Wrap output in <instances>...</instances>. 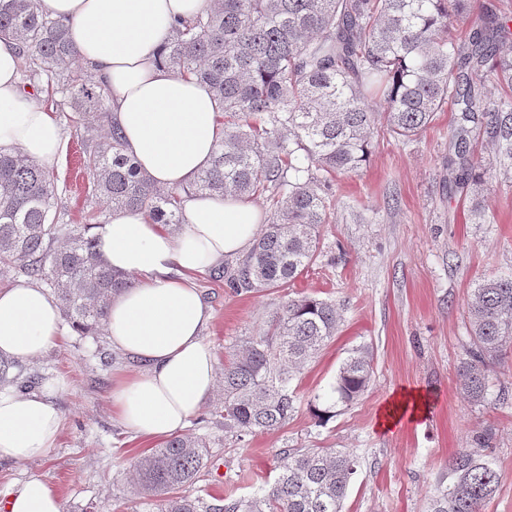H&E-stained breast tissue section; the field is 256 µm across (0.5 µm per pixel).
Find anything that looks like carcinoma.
Returning <instances> with one entry per match:
<instances>
[{
	"label": "carcinoma",
	"mask_w": 512,
	"mask_h": 512,
	"mask_svg": "<svg viewBox=\"0 0 512 512\" xmlns=\"http://www.w3.org/2000/svg\"><path fill=\"white\" fill-rule=\"evenodd\" d=\"M470 0H213L174 27L161 61L194 79L221 104L224 138L211 166L181 192L159 188L126 153L105 85L82 67L68 25L44 15L40 0H0V34L20 46L25 81L43 83L74 112L85 146L91 201L102 208L144 209L157 224H182L185 197L204 192L264 197L270 218L247 254L224 268L237 295L288 289L315 262L320 227L330 217L336 175L367 160L375 121L410 140L436 113L458 107L448 171L479 197L488 181L512 178V25L488 9L468 40L450 32ZM479 82H474L471 75ZM496 148L488 168L467 149L471 128ZM57 176L13 151L0 150V274H22L50 291L64 319L83 336H103L112 299L132 287L103 261L90 224H59ZM469 344L459 368L462 389L485 400L493 367L512 346V276L491 278L466 302ZM335 300L285 295L266 329L235 346L224 361L222 401L214 413L237 441L279 430L297 409L292 382L336 335ZM17 363L0 359V386L28 389ZM369 348L341 363L329 400L348 405L369 387ZM492 434L470 435L448 460L450 480L430 495V512H481L501 474L482 452ZM209 442L174 435L133 463L146 512H342L357 459L336 448H292L278 473L251 496L193 495L205 476Z\"/></svg>",
	"instance_id": "carcinoma-1"
}]
</instances>
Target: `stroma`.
Returning <instances> with one entry per match:
<instances>
[{
	"mask_svg": "<svg viewBox=\"0 0 512 512\" xmlns=\"http://www.w3.org/2000/svg\"><path fill=\"white\" fill-rule=\"evenodd\" d=\"M455 117L445 108L407 143L376 124L367 166L337 176L320 255L296 290L336 299L342 324L297 380L298 409L286 427L236 442L212 416L220 393L206 399L189 431L210 436L216 447L195 494L250 495L273 481L285 449L346 448L359 465L343 512H429V491L447 481L449 457L472 431L488 428L502 482L483 512H512V398L498 396L500 386L512 387V357L496 365L484 403L467 398L458 376L468 347L464 304L470 290L512 275V181L486 185L488 221L473 223L471 200L448 170ZM63 131L56 211L60 222L84 224L88 180L75 165L81 143L71 125ZM199 286L213 311L205 336L219 360L257 334L281 302L273 290L236 295L210 273L200 276ZM360 345L374 353L368 390L319 420L311 399L328 391L342 361ZM98 349L96 337L67 327L56 347L27 363L43 380L61 381L53 397L66 421L48 458L0 462V496L38 475L58 486L63 512H139L131 465L155 443L113 418L112 374L128 360L116 352L103 365ZM403 391L421 394L426 409L394 428H379L386 406Z\"/></svg>",
	"mask_w": 512,
	"mask_h": 512,
	"instance_id": "stroma-1",
	"label": "stroma"
}]
</instances>
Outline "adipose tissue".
Instances as JSON below:
<instances>
[{
  "label": "adipose tissue",
  "mask_w": 512,
  "mask_h": 512,
  "mask_svg": "<svg viewBox=\"0 0 512 512\" xmlns=\"http://www.w3.org/2000/svg\"><path fill=\"white\" fill-rule=\"evenodd\" d=\"M210 0H41V8L69 26L82 60L103 80L126 149L157 186L178 190L213 157L223 135L220 106L196 81L160 63L173 20L188 19ZM19 45L0 37V148L44 168L61 156L60 123L19 83ZM178 232L153 223L143 210L114 211L98 225L105 263L132 275L133 288L113 299L105 326L112 347L138 361V370L112 377V414L134 436L163 439L180 433L214 392L217 362L204 331L212 309L198 274L252 244L263 222L254 204L195 195L184 202ZM63 328L48 291L31 280L0 289V356L38 359L57 346ZM66 420L47 389L0 387V461L46 458ZM0 512H62L57 485L43 476L17 483Z\"/></svg>",
  "instance_id": "ef3b65f1"
}]
</instances>
